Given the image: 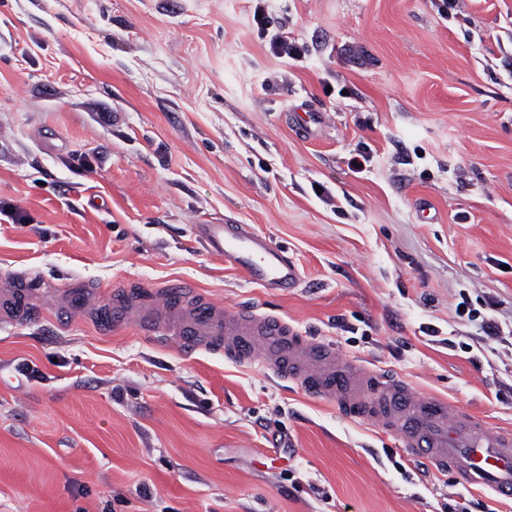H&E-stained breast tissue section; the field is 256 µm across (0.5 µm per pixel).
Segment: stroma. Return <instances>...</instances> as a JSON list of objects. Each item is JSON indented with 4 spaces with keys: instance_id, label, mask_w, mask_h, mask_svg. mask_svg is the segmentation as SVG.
<instances>
[{
    "instance_id": "1",
    "label": "stroma",
    "mask_w": 512,
    "mask_h": 512,
    "mask_svg": "<svg viewBox=\"0 0 512 512\" xmlns=\"http://www.w3.org/2000/svg\"><path fill=\"white\" fill-rule=\"evenodd\" d=\"M262 5L264 33L254 0H0V201L26 216L0 277L105 305L186 283L512 432V0ZM197 224L250 225L302 285L251 286ZM507 508L259 364L51 309L0 328V512Z\"/></svg>"
}]
</instances>
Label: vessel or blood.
I'll use <instances>...</instances> for the list:
<instances>
[{
  "mask_svg": "<svg viewBox=\"0 0 512 512\" xmlns=\"http://www.w3.org/2000/svg\"><path fill=\"white\" fill-rule=\"evenodd\" d=\"M195 231L206 251L224 257L253 286L281 290L300 282L297 265L283 250L245 225L199 224ZM88 299L85 291L8 276L0 279V325L29 321L46 304L73 318L84 312ZM113 307L121 322L177 337L190 351L258 363L298 381L308 393L393 435L407 455L452 474L459 485L485 488L512 501V434L390 374L340 358L333 347L304 336L280 317L225 308L181 283L114 299Z\"/></svg>",
  "mask_w": 512,
  "mask_h": 512,
  "instance_id": "1",
  "label": "vessel or blood"
}]
</instances>
